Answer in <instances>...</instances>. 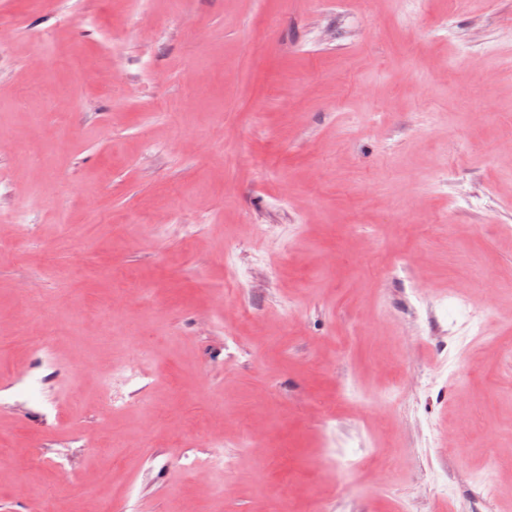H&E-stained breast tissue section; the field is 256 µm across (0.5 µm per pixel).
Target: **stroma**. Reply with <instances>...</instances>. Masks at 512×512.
<instances>
[{
  "instance_id": "35a3bbf8",
  "label": "stroma",
  "mask_w": 512,
  "mask_h": 512,
  "mask_svg": "<svg viewBox=\"0 0 512 512\" xmlns=\"http://www.w3.org/2000/svg\"><path fill=\"white\" fill-rule=\"evenodd\" d=\"M446 12L0 0V224L38 237L0 240V512H28L20 480L45 512H512V0ZM171 211L161 237L126 231ZM29 277L52 290L53 365L15 333ZM116 279L139 286L162 418L142 446L138 405L107 408L97 382L123 357L90 331ZM218 294L250 319L225 322ZM76 351L97 375L69 370ZM219 427L207 478L185 436Z\"/></svg>"
}]
</instances>
